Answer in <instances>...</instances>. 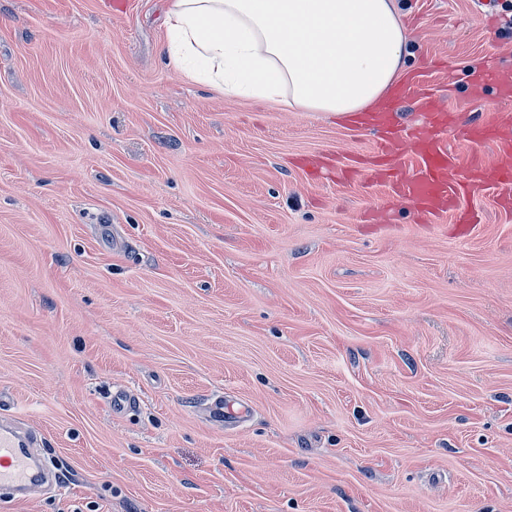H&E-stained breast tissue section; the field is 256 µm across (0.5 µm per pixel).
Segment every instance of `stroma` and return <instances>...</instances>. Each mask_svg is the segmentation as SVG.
Segmentation results:
<instances>
[{
    "mask_svg": "<svg viewBox=\"0 0 512 512\" xmlns=\"http://www.w3.org/2000/svg\"><path fill=\"white\" fill-rule=\"evenodd\" d=\"M398 5L410 78L493 121L503 13ZM165 9L0 0V420L56 475L0 512H512V216L308 171L375 132L188 82ZM471 93L474 97H482L486 93V88H492L494 91V101L496 105L511 107L512 102V83L510 80L501 79L495 74H489L484 82L471 81Z\"/></svg>",
    "mask_w": 512,
    "mask_h": 512,
    "instance_id": "stroma-1",
    "label": "stroma"
}]
</instances>
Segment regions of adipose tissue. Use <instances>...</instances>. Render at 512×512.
<instances>
[{"instance_id": "adipose-tissue-1", "label": "adipose tissue", "mask_w": 512, "mask_h": 512, "mask_svg": "<svg viewBox=\"0 0 512 512\" xmlns=\"http://www.w3.org/2000/svg\"><path fill=\"white\" fill-rule=\"evenodd\" d=\"M166 32L187 81L307 112L377 105L408 57L396 0H170Z\"/></svg>"}]
</instances>
